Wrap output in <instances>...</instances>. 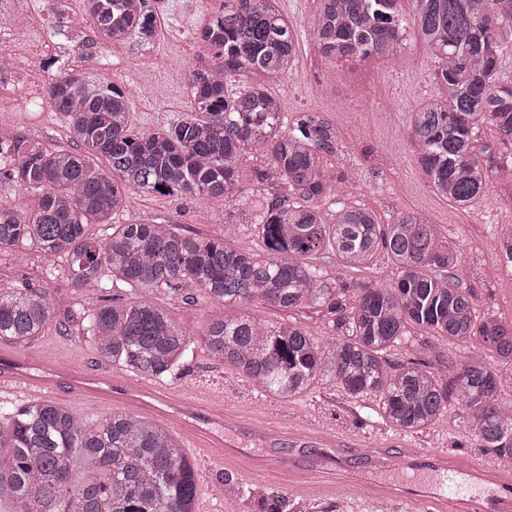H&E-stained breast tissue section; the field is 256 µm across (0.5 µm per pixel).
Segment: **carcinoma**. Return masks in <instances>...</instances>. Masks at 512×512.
Instances as JSON below:
<instances>
[{
    "mask_svg": "<svg viewBox=\"0 0 512 512\" xmlns=\"http://www.w3.org/2000/svg\"><path fill=\"white\" fill-rule=\"evenodd\" d=\"M201 30L213 61L190 70L193 112L161 129L132 119V94L80 71L55 72L47 82L51 111L66 123L77 148L54 149L0 128V183L39 194L30 211L0 200V249L35 248L63 255L62 276L73 290L107 292L122 282L134 298L107 301L66 315L98 356L149 379L170 374L195 343L282 400L331 378L354 397L374 396L393 427L417 432L465 407L471 429L499 458L512 460V409L498 390L512 384V324L481 312L459 285L457 245L429 216L400 212L381 224L374 211L346 202L340 186L352 171H336V127L321 112L289 119L272 87L295 65L299 33L274 0H217ZM318 0L308 19L318 53L368 63L400 62L406 35L428 51L439 95L411 113L408 139L433 191L470 208L489 183L512 201V161L493 162L497 145L480 141L485 125L512 140V78L502 69L512 53V0ZM84 14L108 42L152 37L158 16L149 0H83ZM256 79L231 87L233 77ZM260 163L244 173L242 161ZM102 159V169L96 160ZM203 196L220 204L246 192L256 198L247 223L260 251L222 238H199L175 224H116L132 194L158 191ZM271 186L287 193L270 201ZM90 224L112 232L93 237ZM346 267H365L386 253L398 270L392 285H345L313 263L323 251ZM188 285L186 298L213 305L264 301L284 312L317 306L334 316L336 341L320 345L293 321L275 326L247 312L213 323L195 336L155 302L163 288ZM50 288L0 291V342L25 345L56 316ZM479 340L491 352L448 376L429 366H392L382 354L408 328ZM196 474L181 443L143 416L109 411L89 423L53 401L0 407V506L8 512H194Z\"/></svg>",
    "mask_w": 512,
    "mask_h": 512,
    "instance_id": "carcinoma-1",
    "label": "carcinoma"
}]
</instances>
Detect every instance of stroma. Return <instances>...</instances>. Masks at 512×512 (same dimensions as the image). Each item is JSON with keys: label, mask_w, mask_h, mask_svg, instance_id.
Wrapping results in <instances>:
<instances>
[{"label": "stroma", "mask_w": 512, "mask_h": 512, "mask_svg": "<svg viewBox=\"0 0 512 512\" xmlns=\"http://www.w3.org/2000/svg\"><path fill=\"white\" fill-rule=\"evenodd\" d=\"M22 9L9 17L10 37L15 49L42 60L56 44L65 43V27L59 18L48 14L43 0H23ZM289 22L302 29L297 66L275 92L281 96L286 113L321 112L335 125L343 147L335 164L338 168H357L362 180L352 190L353 203L372 209L381 223H389L403 210L427 213L442 226L461 253L460 283L478 299V308L494 312L505 322H512V273L489 275L495 260L493 244L496 229L512 225V202L497 186H490L480 202L463 211L434 193L419 172L407 138L408 120L422 100L436 96L438 87L426 49L407 43L401 63L381 58L373 65L334 63L321 58L315 48L307 21L318 0H279ZM214 0H157L155 10L160 26L148 41L107 43L96 30L88 35L95 41L97 61H89L76 52L62 54L58 65L95 74L98 80L116 82L126 88L139 89L134 99L132 117L138 128L156 130L190 111L191 99L184 80V70L195 63L193 36L207 24ZM135 56L138 66L122 71L118 66L104 68L102 58L121 61ZM45 75L34 71L26 77L0 79V124L16 128L51 148H71L68 129L59 116L50 112L44 99H31V92H44ZM247 201L224 206L201 196L135 195L128 211L116 216L119 224L174 223L186 234L220 237L225 224L232 223L236 232L231 240L242 249L259 250L257 230L247 224L244 212ZM315 263L329 277L345 284L373 280L391 284L398 271L386 254H377L368 267L357 270L339 265L334 254L317 256ZM64 259H50L34 249L0 250V289L44 287L56 288L58 315L67 311L93 307L99 293L75 291L63 279H48L49 267H63ZM158 302L194 334H201L214 320L232 318L241 306H212L206 302H187L182 291L163 289ZM253 311L270 324L289 319L306 326L318 342L334 336L330 318L321 308H303L285 313L257 302ZM24 358L73 369L92 370L102 367L94 349L77 330H63L50 325L28 345L4 344L0 351ZM478 341L449 343L446 337L411 330L401 344L387 352L389 363L398 365L414 361L442 368L484 354ZM158 387L171 395L190 401L210 400L224 414L251 420L268 427H283L318 438L321 451L333 456L347 449L405 448L420 453L445 451L462 459L496 464V456L481 448L470 428L468 414L449 406L447 414L435 424L414 433H405L389 425L380 415L376 398H355L332 380L315 383L303 395L288 401L257 390L251 380L213 358L204 345H196L194 354L176 374L158 380ZM176 438L195 465L198 495L195 512H260L250 500L228 499L213 490L219 476H229L245 485L259 488L267 497L286 496L294 512H374L366 491L356 498H344L333 491L317 492L298 487L305 478L306 454L290 447L277 449V456L291 460V467L247 477L245 462L224 463L209 448L191 444L183 430Z\"/></svg>", "instance_id": "obj_1"}]
</instances>
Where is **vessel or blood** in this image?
Returning a JSON list of instances; mask_svg holds the SVG:
<instances>
[{
    "label": "vessel or blood",
    "mask_w": 512,
    "mask_h": 512,
    "mask_svg": "<svg viewBox=\"0 0 512 512\" xmlns=\"http://www.w3.org/2000/svg\"><path fill=\"white\" fill-rule=\"evenodd\" d=\"M61 384L69 392L102 405L121 402L140 411L176 417L196 443L215 449L225 462L247 458L248 471L253 476L273 467L271 449L316 445L309 436L288 430L269 433L204 403L174 399L156 387L125 382L95 371L50 368L0 353L1 397L50 399L56 396ZM237 431L262 443L263 452L245 454L233 438ZM306 471L314 485H332L346 493L363 487L376 502L402 504L408 512H512V468L463 462L446 452H340L332 466L317 454L308 459Z\"/></svg>",
    "instance_id": "obj_1"
}]
</instances>
